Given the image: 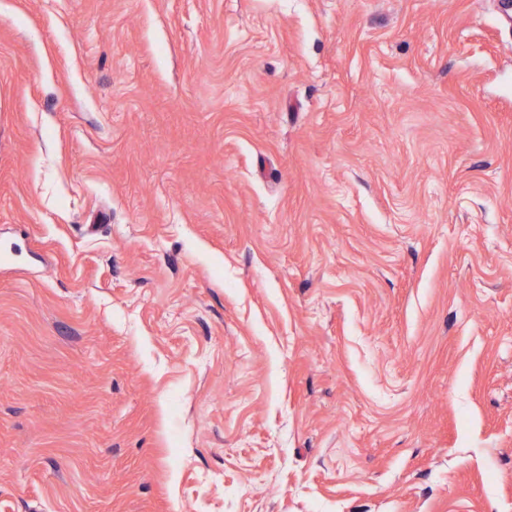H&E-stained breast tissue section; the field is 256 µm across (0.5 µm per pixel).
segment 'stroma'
Wrapping results in <instances>:
<instances>
[{
    "mask_svg": "<svg viewBox=\"0 0 512 512\" xmlns=\"http://www.w3.org/2000/svg\"><path fill=\"white\" fill-rule=\"evenodd\" d=\"M500 0H0V512H512Z\"/></svg>",
    "mask_w": 512,
    "mask_h": 512,
    "instance_id": "35a3bbf8",
    "label": "stroma"
}]
</instances>
